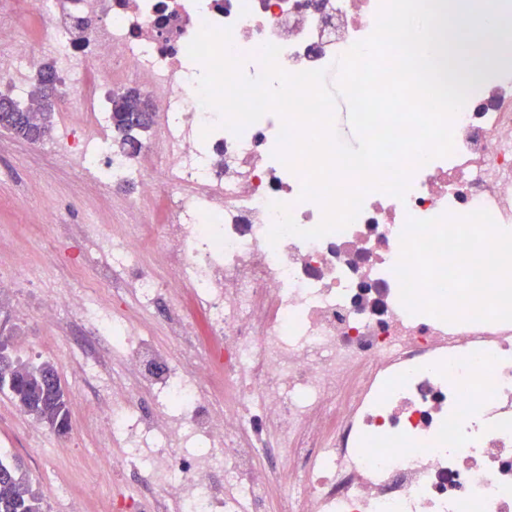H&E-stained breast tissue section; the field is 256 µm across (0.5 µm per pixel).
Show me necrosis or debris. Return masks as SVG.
Listing matches in <instances>:
<instances>
[{"instance_id":"4bbe7bcc","label":"necrosis or debris","mask_w":512,"mask_h":512,"mask_svg":"<svg viewBox=\"0 0 512 512\" xmlns=\"http://www.w3.org/2000/svg\"><path fill=\"white\" fill-rule=\"evenodd\" d=\"M381 0H37L55 28L34 48L16 34L18 0H0V75L18 98L44 58L81 95L89 77L153 104V140L111 148L112 114L95 97L64 158L93 177L97 162L137 186L123 207L164 204L167 223L137 225L112 260L134 274L140 298L185 294L173 345L159 350L113 325L128 351L124 389L109 418H94L112 467L136 473L155 503L188 512H512V322H445L410 313L396 266L408 219L487 210L512 226V27L483 84L453 123L454 151L413 168L404 197L368 193L356 220L318 239L270 245V202L297 224L323 212L300 200L299 173L274 157L280 118L240 133L198 97L187 47L203 24L232 31L243 72L262 73L259 49L280 47L289 72L338 75L337 60L369 37ZM210 135H203V128ZM156 240L169 270L141 263ZM151 422L133 411L149 388Z\"/></svg>"}]
</instances>
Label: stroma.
<instances>
[{"instance_id":"stroma-1","label":"stroma","mask_w":512,"mask_h":512,"mask_svg":"<svg viewBox=\"0 0 512 512\" xmlns=\"http://www.w3.org/2000/svg\"><path fill=\"white\" fill-rule=\"evenodd\" d=\"M132 194L123 184L87 190L73 168L38 154L32 143L14 138L0 149V325L16 331L14 354L34 360L50 353L71 408V430L60 437L46 427L31 431V416L0 395V448L20 460L39 490L47 488L46 468L64 472L86 512H113V499L128 492L133 479L113 471L111 457L94 455L95 433L78 408L95 402L99 416H109L114 391L132 377L111 357L102 362L100 379L88 377L81 366L83 345L97 337L111 347V331L99 329L91 318L47 322L40 304L47 294L63 302L92 294L113 319H144L155 339L167 343L178 311L174 296L158 294L150 310L137 314L134 280L113 272L101 244V229L120 230L132 219L113 206V198ZM44 207L50 223L27 221V212ZM18 253L28 256L29 268L16 266Z\"/></svg>"}]
</instances>
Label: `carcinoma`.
Wrapping results in <instances>:
<instances>
[{
    "instance_id": "carcinoma-1",
    "label": "carcinoma",
    "mask_w": 512,
    "mask_h": 512,
    "mask_svg": "<svg viewBox=\"0 0 512 512\" xmlns=\"http://www.w3.org/2000/svg\"><path fill=\"white\" fill-rule=\"evenodd\" d=\"M32 105L22 106L11 98H0V107L15 105L9 133L29 143H38L49 133L54 115L52 98L43 92L41 77L30 90ZM112 132L120 148L130 152L138 144L145 126L139 120L148 99L137 89L109 97ZM10 335L0 328V395L15 401L27 414L63 437L71 428L67 390L57 368L49 361L30 363L9 352ZM0 512H46L42 493L23 472L16 459L0 452Z\"/></svg>"
}]
</instances>
